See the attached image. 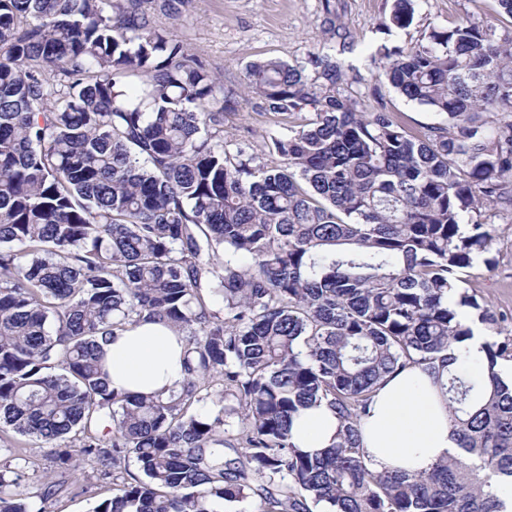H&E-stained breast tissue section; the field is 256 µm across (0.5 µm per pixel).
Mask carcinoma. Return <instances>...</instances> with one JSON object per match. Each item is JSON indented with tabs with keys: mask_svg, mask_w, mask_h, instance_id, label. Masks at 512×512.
<instances>
[{
	"mask_svg": "<svg viewBox=\"0 0 512 512\" xmlns=\"http://www.w3.org/2000/svg\"><path fill=\"white\" fill-rule=\"evenodd\" d=\"M144 2L0 0V423L62 474L91 462L112 491L95 512H503L512 376L494 367L512 336L486 344L478 380L457 345L503 323L461 284L494 219L512 222V34L466 18L368 48L438 116L421 139L345 93L332 53L251 62L267 111L307 115L231 152L235 101ZM415 2L393 0L379 32ZM156 320L185 336L181 389L112 391L102 343ZM416 366L458 448L378 471L361 419ZM318 405L337 433L309 454L291 424ZM8 452L0 512L73 493L50 475L20 491L32 461Z\"/></svg>",
	"mask_w": 512,
	"mask_h": 512,
	"instance_id": "carcinoma-1",
	"label": "carcinoma"
}]
</instances>
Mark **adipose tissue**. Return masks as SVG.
I'll use <instances>...</instances> for the list:
<instances>
[{
    "label": "adipose tissue",
    "mask_w": 512,
    "mask_h": 512,
    "mask_svg": "<svg viewBox=\"0 0 512 512\" xmlns=\"http://www.w3.org/2000/svg\"><path fill=\"white\" fill-rule=\"evenodd\" d=\"M184 350L183 337L163 323L143 322L118 332L104 345L112 389L127 395L180 389ZM337 425L326 406L303 410L293 422V441L305 452L323 451ZM361 432L362 446L380 471L425 470L457 447L447 404L433 377L419 367L394 374L379 387Z\"/></svg>",
    "instance_id": "adipose-tissue-1"
}]
</instances>
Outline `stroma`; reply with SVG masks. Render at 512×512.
Returning <instances> with one entry per match:
<instances>
[{"instance_id": "35a3bbf8", "label": "stroma", "mask_w": 512, "mask_h": 512, "mask_svg": "<svg viewBox=\"0 0 512 512\" xmlns=\"http://www.w3.org/2000/svg\"><path fill=\"white\" fill-rule=\"evenodd\" d=\"M392 0H183L177 16L157 12L156 18L174 38L187 44L218 74L220 87L236 100L235 111L224 121L230 140H248L261 147L266 134H284L295 121L265 110L257 97L245 94V66L260 58L305 64L309 55L333 48L343 62L347 90L364 109L383 103L386 112L414 136L426 134L437 117L427 107L406 101L379 77L367 45L416 41L431 27H451L459 20L482 19L494 12L496 0H417L412 25L387 36L376 24L388 14ZM467 288L498 313L512 315V224L500 225L498 237L484 262L469 271ZM79 495H64L53 512H94L102 494L82 493L95 483L91 462L65 476Z\"/></svg>"}]
</instances>
